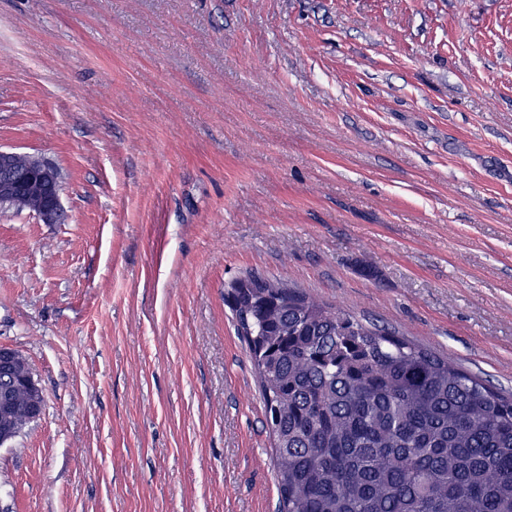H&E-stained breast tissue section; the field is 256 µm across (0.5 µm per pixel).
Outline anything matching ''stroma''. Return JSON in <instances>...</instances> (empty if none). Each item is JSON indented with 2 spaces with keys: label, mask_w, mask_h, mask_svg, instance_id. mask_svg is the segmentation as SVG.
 Here are the masks:
<instances>
[{
  "label": "stroma",
  "mask_w": 512,
  "mask_h": 512,
  "mask_svg": "<svg viewBox=\"0 0 512 512\" xmlns=\"http://www.w3.org/2000/svg\"><path fill=\"white\" fill-rule=\"evenodd\" d=\"M0 149V512H275L246 273L512 392V0H0ZM19 153L0 150V205L19 199H34L38 206L33 212L43 224H62L65 213L61 193L57 189L60 175L55 166L36 154H27L28 163L19 167ZM14 383L16 385L26 388L27 391L34 397L29 407V415L30 418L33 420L38 418L43 410V405L41 402L38 401V399L40 396L44 398V394L39 383L37 382V380H35L29 366L23 373L14 378ZM13 400L11 396L0 390V446L7 445L14 438V430L10 424V415L13 409ZM2 418V423H1Z\"/></svg>",
  "instance_id": "35a3bbf8"
}]
</instances>
